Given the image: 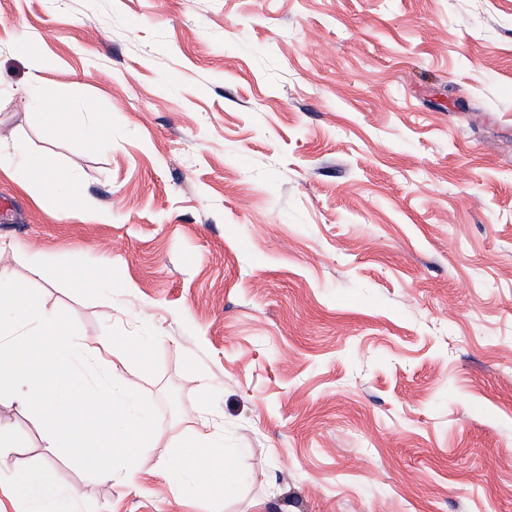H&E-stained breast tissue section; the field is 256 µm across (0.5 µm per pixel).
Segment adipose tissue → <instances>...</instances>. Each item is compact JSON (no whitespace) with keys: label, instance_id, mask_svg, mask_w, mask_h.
<instances>
[{"label":"adipose tissue","instance_id":"obj_1","mask_svg":"<svg viewBox=\"0 0 512 512\" xmlns=\"http://www.w3.org/2000/svg\"><path fill=\"white\" fill-rule=\"evenodd\" d=\"M0 171L38 200L59 197L67 208L72 209L82 204L86 196L85 186L79 177H72L67 186H59L54 174L37 157L20 150L0 156Z\"/></svg>","mask_w":512,"mask_h":512}]
</instances>
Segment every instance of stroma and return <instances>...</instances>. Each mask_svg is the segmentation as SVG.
Wrapping results in <instances>:
<instances>
[{"mask_svg": "<svg viewBox=\"0 0 512 512\" xmlns=\"http://www.w3.org/2000/svg\"><path fill=\"white\" fill-rule=\"evenodd\" d=\"M35 78L111 145L49 138ZM0 130L87 189L65 216L0 172V271L87 335L157 333L156 375L112 369L160 445L198 408L239 448L221 512H512V0H0ZM0 426V477L45 454L6 397ZM137 466L57 479L211 512ZM57 274L61 277L67 278L73 288L86 289L88 285H95L97 290L106 297H111L112 288L127 287V283L115 277L112 274V269L107 267H94L86 269L80 274H73L67 268H59Z\"/></svg>", "mask_w": 512, "mask_h": 512, "instance_id": "stroma-1", "label": "stroma"}]
</instances>
